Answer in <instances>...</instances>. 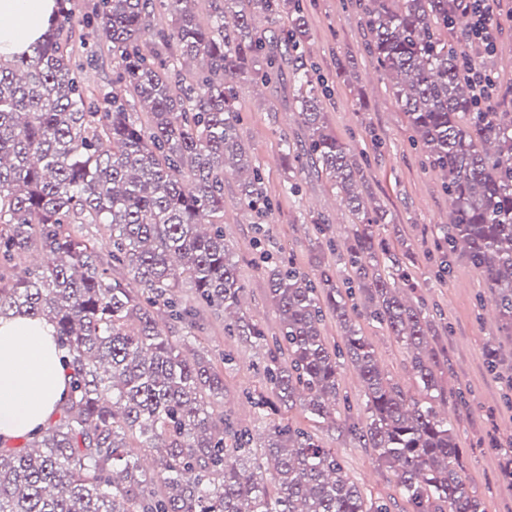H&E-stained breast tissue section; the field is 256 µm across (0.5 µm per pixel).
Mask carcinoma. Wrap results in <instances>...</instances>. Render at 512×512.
<instances>
[{
    "instance_id": "obj_1",
    "label": "carcinoma",
    "mask_w": 512,
    "mask_h": 512,
    "mask_svg": "<svg viewBox=\"0 0 512 512\" xmlns=\"http://www.w3.org/2000/svg\"><path fill=\"white\" fill-rule=\"evenodd\" d=\"M68 2L56 0L30 51L0 59V321L50 322L70 370L50 422L23 446L0 445V512H390L302 430L274 425L255 446L224 416V374L190 352L189 336L175 335L197 316L175 295L187 280L199 305L224 312V333L266 342L237 315L245 287L220 223L228 169L245 208L271 210L226 76L266 84L283 62L310 134L285 142L282 160L290 170L310 163L343 194L354 218L349 262L370 316L409 350L426 400L386 377L332 279L317 283L291 262L268 272L280 320L272 394L331 418L340 365L320 326L332 313L364 384L360 437L394 469L402 498L414 512H483L460 474L454 424L435 408L447 392L427 341L430 315L391 287L406 274L377 238L385 211L365 206L361 167L324 120L300 0H211L207 23L191 8L196 0H99L84 26L119 65L101 97L73 62ZM158 7L170 19L152 29ZM362 10L367 52L453 200L442 238L450 251L465 249L512 321V112L478 105L468 76L470 66L493 68L491 55L466 37L471 15L461 0H368ZM285 11L286 26L261 34L252 26L257 13L274 21ZM448 31L460 32L471 58L443 38ZM147 37L156 45L149 53ZM92 224L107 235L105 258L78 233ZM33 249L41 262L20 267Z\"/></svg>"
}]
</instances>
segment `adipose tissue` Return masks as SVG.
Returning a JSON list of instances; mask_svg holds the SVG:
<instances>
[{"label": "adipose tissue", "mask_w": 512, "mask_h": 512, "mask_svg": "<svg viewBox=\"0 0 512 512\" xmlns=\"http://www.w3.org/2000/svg\"><path fill=\"white\" fill-rule=\"evenodd\" d=\"M54 8L55 0H0V57L28 50ZM68 380L51 323H0V440L24 438L46 425L67 395Z\"/></svg>", "instance_id": "adipose-tissue-1"}]
</instances>
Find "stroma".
Returning a JSON list of instances; mask_svg holds the SVG:
<instances>
[{"mask_svg": "<svg viewBox=\"0 0 512 512\" xmlns=\"http://www.w3.org/2000/svg\"><path fill=\"white\" fill-rule=\"evenodd\" d=\"M303 4L310 25L306 57L315 79L328 88L325 120L361 161L368 204L390 212L392 221L381 227L380 235L408 271L403 287L412 289L432 316L433 333L448 356L439 376L443 388L464 395L463 401L448 403L462 452V475L484 512H512V484L503 480L505 467L512 465V331L500 314L487 313L490 293L467 255L436 245L450 217L443 177L413 145L389 79L366 52L356 0ZM238 107L239 134L262 171L272 209L263 215L244 209L237 179L226 180L224 239L236 254L245 286L243 313L265 336L274 337L279 318L269 294L268 266L290 259L309 274L325 268L338 283L347 282L352 273L339 250L348 241L352 216L326 178L310 168L288 171L282 163L283 143L307 135L287 81L240 85ZM290 180L297 192L285 191ZM353 303L354 322L371 342L383 372L407 396L420 398L409 351L369 317L364 294L355 293ZM191 332L195 350L224 372L225 414L258 439L275 423L303 429L323 447L335 449L345 474L368 499L388 503L390 512H413L399 493L394 471L342 426L346 420H365L364 388L353 368L341 371L335 422L313 418L297 404L278 403L261 415L245 396L271 394L264 374L269 346L226 336L223 315L211 310L201 311ZM491 346L499 353L493 367L485 359Z\"/></svg>", "mask_w": 512, "mask_h": 512, "instance_id": "obj_1", "label": "stroma"}]
</instances>
